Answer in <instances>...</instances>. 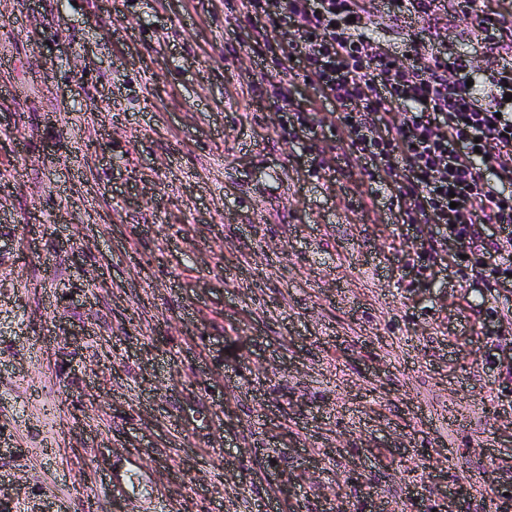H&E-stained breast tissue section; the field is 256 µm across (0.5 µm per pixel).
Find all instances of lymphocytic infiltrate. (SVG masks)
Returning a JSON list of instances; mask_svg holds the SVG:
<instances>
[{
	"instance_id": "f902f5d3",
	"label": "lymphocytic infiltrate",
	"mask_w": 512,
	"mask_h": 512,
	"mask_svg": "<svg viewBox=\"0 0 512 512\" xmlns=\"http://www.w3.org/2000/svg\"><path fill=\"white\" fill-rule=\"evenodd\" d=\"M245 7L260 28H292L281 52L335 102L346 157L379 187L401 188L404 223L436 225L419 258H436L452 242L457 265L480 269L488 290L512 283V195L484 176L492 168L512 184V101L505 99L512 67L475 81L471 58L416 42L397 60L369 37L375 0H245ZM453 15L474 19L470 34L480 47L512 55V21L485 13L479 0H457ZM489 224L497 233H486Z\"/></svg>"
}]
</instances>
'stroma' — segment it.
I'll use <instances>...</instances> for the list:
<instances>
[{"label":"stroma","instance_id":"obj_1","mask_svg":"<svg viewBox=\"0 0 512 512\" xmlns=\"http://www.w3.org/2000/svg\"><path fill=\"white\" fill-rule=\"evenodd\" d=\"M466 26L370 37L495 68ZM288 37L243 0H0V512L512 498V287L418 259L435 225L345 160Z\"/></svg>","mask_w":512,"mask_h":512}]
</instances>
